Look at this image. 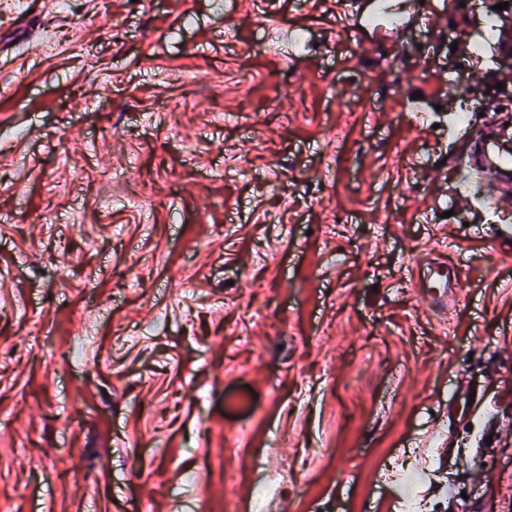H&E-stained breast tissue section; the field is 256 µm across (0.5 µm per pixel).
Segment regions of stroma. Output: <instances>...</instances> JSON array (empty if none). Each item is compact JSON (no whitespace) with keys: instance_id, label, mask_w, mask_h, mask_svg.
Returning a JSON list of instances; mask_svg holds the SVG:
<instances>
[{"instance_id":"35a3bbf8","label":"stroma","mask_w":512,"mask_h":512,"mask_svg":"<svg viewBox=\"0 0 512 512\" xmlns=\"http://www.w3.org/2000/svg\"><path fill=\"white\" fill-rule=\"evenodd\" d=\"M341 2L0 5V512H512V203L422 215L512 67ZM427 266L430 267H427V272L424 273L421 287L428 288L426 293L434 303L442 304L443 300L441 298L448 293V290L452 291V288H456L461 283L462 274L456 270L453 279L443 274L442 270L448 269V262L442 259H435L434 262L427 263ZM437 288L440 290L438 295Z\"/></svg>"}]
</instances>
